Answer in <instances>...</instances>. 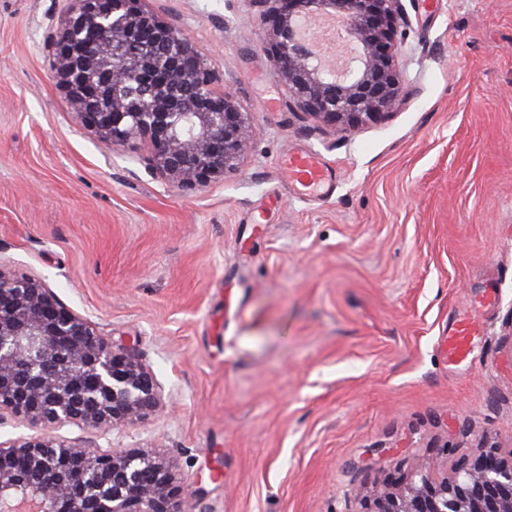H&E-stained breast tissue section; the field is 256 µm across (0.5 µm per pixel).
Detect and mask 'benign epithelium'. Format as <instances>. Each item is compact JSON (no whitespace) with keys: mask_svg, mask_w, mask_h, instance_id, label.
Listing matches in <instances>:
<instances>
[{"mask_svg":"<svg viewBox=\"0 0 512 512\" xmlns=\"http://www.w3.org/2000/svg\"><path fill=\"white\" fill-rule=\"evenodd\" d=\"M57 33L54 77L82 126L177 188L221 181L253 139L236 93L189 34L142 0H72ZM258 39L303 113L338 133L377 122L405 100L402 0H257ZM339 17L354 54L344 71L315 52L314 19ZM159 405L155 376L115 351L41 280L0 272V411L36 424H133ZM19 459L23 470L5 466ZM171 464L142 451L82 450L49 437L0 444V512H178ZM375 512H512V460L459 464L445 480L412 477Z\"/></svg>","mask_w":512,"mask_h":512,"instance_id":"1","label":"benign epithelium"}]
</instances>
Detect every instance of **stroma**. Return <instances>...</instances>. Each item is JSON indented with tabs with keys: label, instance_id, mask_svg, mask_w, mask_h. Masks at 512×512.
<instances>
[{
	"label": "stroma",
	"instance_id": "obj_1",
	"mask_svg": "<svg viewBox=\"0 0 512 512\" xmlns=\"http://www.w3.org/2000/svg\"><path fill=\"white\" fill-rule=\"evenodd\" d=\"M229 78L254 138L178 190L80 123L51 72L68 0H0V272L41 279L159 406L73 448L172 461L180 512H372L512 457V0H403L407 99L333 133L283 94L255 0H144ZM318 156L327 195L281 173ZM467 356L439 347L458 322Z\"/></svg>",
	"mask_w": 512,
	"mask_h": 512
}]
</instances>
